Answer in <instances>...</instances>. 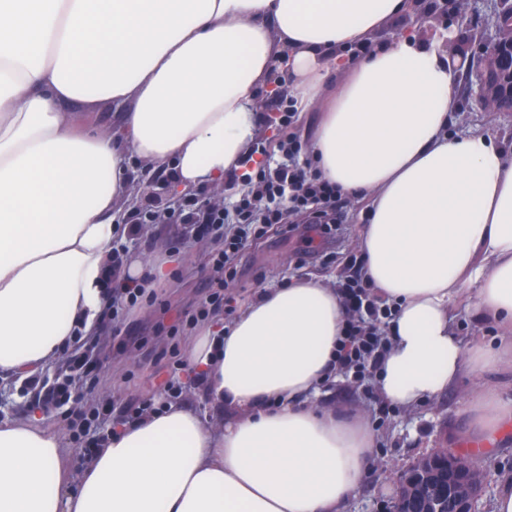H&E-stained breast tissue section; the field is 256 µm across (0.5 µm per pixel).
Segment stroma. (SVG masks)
Here are the masks:
<instances>
[{
    "mask_svg": "<svg viewBox=\"0 0 512 512\" xmlns=\"http://www.w3.org/2000/svg\"><path fill=\"white\" fill-rule=\"evenodd\" d=\"M456 2L419 0L415 17L391 24L388 31L401 34L410 30L423 37L434 35L436 27L424 23L425 15L430 14L438 19L440 26L454 28L458 34L457 48L471 53L478 37L491 33L496 3L469 0L466 10L460 12ZM448 130L454 135L482 130L508 145L512 143V114L490 111L464 90L450 114ZM129 160L136 179L125 212L147 204L161 210L172 206L175 197L169 192L171 167L144 166L134 154ZM336 209L341 222L333 234H309L302 227L303 216L292 213L288 220L297 226L292 234L284 236L270 227L262 236L251 240L236 262L233 279L223 288L227 299L222 311L224 318H231L260 289L277 287L288 279L314 275L325 285L336 288L353 274V263L361 258L358 239L367 221L368 204L342 197L337 199ZM112 244L125 253L127 261L168 263L166 282L149 286L139 304L123 316L119 332H112L105 325L91 334H77L73 345L65 351L66 358L83 351L89 340L97 343L98 358L83 368L84 383L68 404L52 411L46 408L59 367L42 370L41 384L36 389L20 376L1 378V420L26 419L37 406L42 408L45 422L57 428L69 442L73 439L70 420L89 404H98L101 418L114 428L123 424L128 414L144 401L165 400L163 387L173 378L182 387L179 402L209 420L222 418L223 406L203 398L190 380L183 348L193 329L177 322L180 315L198 309L219 289L207 262L211 241L193 224H147L136 235L118 231ZM451 317L455 333L464 345L487 342L498 334L491 322L475 317L467 301H459ZM485 383V378L468 376L456 388L416 408L406 409L381 399L373 375L355 379L343 374L330 381L321 397L322 404L361 413L381 436L374 450L376 464L349 500L346 512H389L405 469L432 449L459 448L467 427L461 403ZM483 470L486 486L476 508L478 512H490L501 481L512 476V436L498 446Z\"/></svg>",
    "mask_w": 512,
    "mask_h": 512,
    "instance_id": "obj_1",
    "label": "stroma"
}]
</instances>
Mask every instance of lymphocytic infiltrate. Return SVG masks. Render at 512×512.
Segmentation results:
<instances>
[{"instance_id": "1", "label": "lymphocytic infiltrate", "mask_w": 512, "mask_h": 512, "mask_svg": "<svg viewBox=\"0 0 512 512\" xmlns=\"http://www.w3.org/2000/svg\"><path fill=\"white\" fill-rule=\"evenodd\" d=\"M242 180L249 189L233 208L216 204L200 206L189 198L179 204L177 211L167 215L145 207L138 209L131 222L135 225L179 222L202 226L212 236L215 245L212 261L219 271L225 270L245 248L252 225H278L284 223L288 213L299 212L306 214L315 230L328 232V225L323 224L320 217L339 198L340 192L323 176L313 159H306L300 167L283 165L273 169L261 165L243 174ZM122 265L120 252H113L106 296L108 312L114 318L133 308L146 293L144 284L133 285L122 277ZM340 293L347 320L337 363L344 372L361 377L377 367L384 357L386 341L379 326L383 319L389 318L391 310L367 293L362 276L343 282Z\"/></svg>"}]
</instances>
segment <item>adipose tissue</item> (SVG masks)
<instances>
[{
    "label": "adipose tissue",
    "instance_id": "obj_1",
    "mask_svg": "<svg viewBox=\"0 0 512 512\" xmlns=\"http://www.w3.org/2000/svg\"><path fill=\"white\" fill-rule=\"evenodd\" d=\"M413 11L412 0H0V377L40 371L94 328L133 189L127 151L172 163L182 189L222 186L257 162L258 94L277 64L297 110L321 115L318 168L370 209L363 272L392 309L380 396L412 409L512 364V153L448 131L463 72L452 31L379 40ZM97 107L117 111L116 128L83 125L80 111ZM463 298L503 342L464 346L451 320ZM344 327L320 280L262 290L184 351L224 422L166 403L114 429L76 478L54 427L0 421V512H345L377 434L320 402ZM463 409L479 467L512 431V391L488 386Z\"/></svg>",
    "mask_w": 512,
    "mask_h": 512
}]
</instances>
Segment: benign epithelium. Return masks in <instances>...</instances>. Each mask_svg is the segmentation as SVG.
Returning a JSON list of instances; mask_svg holds the SVG:
<instances>
[{"label":"benign epithelium","instance_id":"1","mask_svg":"<svg viewBox=\"0 0 512 512\" xmlns=\"http://www.w3.org/2000/svg\"><path fill=\"white\" fill-rule=\"evenodd\" d=\"M494 34L481 37L476 45V58L468 59L466 79L476 99L483 105L491 104L499 112H512V0H497ZM422 461L434 464L442 461L447 472L429 470L437 486L447 485L453 512H476V503L484 490V475L470 466L467 459L446 448H437ZM418 465H413L399 480L398 491L392 501L391 512H412L421 496H409L408 488L414 482Z\"/></svg>","mask_w":512,"mask_h":512}]
</instances>
